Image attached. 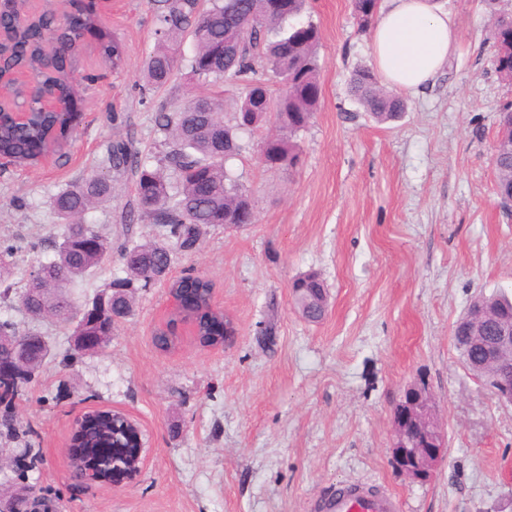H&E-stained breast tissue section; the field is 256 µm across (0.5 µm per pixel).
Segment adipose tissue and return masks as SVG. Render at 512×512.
Masks as SVG:
<instances>
[{
	"mask_svg": "<svg viewBox=\"0 0 512 512\" xmlns=\"http://www.w3.org/2000/svg\"><path fill=\"white\" fill-rule=\"evenodd\" d=\"M454 16L435 0H386L372 29L376 71L403 92L428 85L458 45Z\"/></svg>",
	"mask_w": 512,
	"mask_h": 512,
	"instance_id": "ef3b65f1",
	"label": "adipose tissue"
}]
</instances>
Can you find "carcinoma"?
<instances>
[{"label": "carcinoma", "instance_id": "obj_1", "mask_svg": "<svg viewBox=\"0 0 512 512\" xmlns=\"http://www.w3.org/2000/svg\"><path fill=\"white\" fill-rule=\"evenodd\" d=\"M153 2L156 44L143 70L144 87L158 88L168 82L177 64V42L188 36L193 55L186 66L192 76L209 85L236 79L242 82L244 91L229 123L218 111H197L191 97L172 109L160 108L155 122L164 140L152 157L136 150L130 138L110 145L109 168L118 173L131 172L140 217L163 227L165 237L156 242L129 240L122 245L121 275L103 284L82 308L75 305L71 288L110 256L112 244L104 238L101 252L90 253L73 239L71 228L84 223L90 209L112 196V185L105 174H87L52 198L53 210L64 221L63 232L52 242L53 257L38 262L35 268L42 277L29 276L19 299L26 311L46 310L57 321L72 327L69 347L78 355L87 353L80 347V337L86 331L100 336L99 352L112 342V333L98 327L91 312L103 293L114 288L113 305L131 312L134 288H150L164 279L172 253L193 251L201 227L233 224L243 204L254 203L250 190L226 167L246 148L241 134L273 123L276 135L265 137L257 146L260 163L271 169L296 168L302 161L298 138L310 127L320 106L321 32L312 21L293 22L306 10L309 0H291L286 13L277 7V0ZM352 7L359 32H369L378 11L376 0H352ZM96 23V18L82 12L72 14L68 20L74 35ZM489 40L496 50L497 71L511 73L512 28L490 29ZM100 49L104 57L112 60L113 68L123 65L120 40L114 37L102 43ZM264 69L280 78L278 93L258 78ZM349 90L364 111L380 122L392 121L406 109L404 99L386 89L372 67L355 70L349 79ZM47 121L46 117H38L25 131L24 137L32 147L45 146ZM496 144V191L505 209L512 196V124H499ZM199 178L208 183V192H196ZM172 287L190 288L196 294V306L182 315L194 320L199 341H206L215 318L209 306L212 283L188 277L174 282ZM322 287L324 281L314 271L297 276L291 283L294 304L311 323L322 320V296L317 292ZM484 299L512 317V297L507 293L495 292ZM452 341L465 368L484 382H491L495 369L485 364L484 354L470 340V332L460 319L453 326ZM78 440L81 453L105 473L112 472L115 459L132 443L127 430L116 427L106 414L90 418Z\"/></svg>", "mask_w": 512, "mask_h": 512}]
</instances>
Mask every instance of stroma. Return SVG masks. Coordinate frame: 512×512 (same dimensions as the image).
Wrapping results in <instances>:
<instances>
[{
    "mask_svg": "<svg viewBox=\"0 0 512 512\" xmlns=\"http://www.w3.org/2000/svg\"><path fill=\"white\" fill-rule=\"evenodd\" d=\"M459 26V43L433 85L407 94L398 121L379 124L348 92L352 71L373 62L351 0H312L321 29L320 107L299 142L304 163L268 169L254 145L228 167L254 198L256 221L205 228L170 273H204L232 324L222 347L199 343L170 307L164 283L136 291L131 313L102 352L70 358L67 330L36 321L18 302L29 273L50 258L63 227L51 198L79 175L107 171V149L132 138L142 154L163 135L161 106L208 93L232 118L240 86H203L185 66L140 92L155 48L152 0H112L68 67L82 113L66 154L44 168H0V244L13 296L0 318L48 336L52 355L10 414L28 439L0 435V455L27 450L23 473L0 471L45 497L53 512H315L339 481L394 493L402 512H512V406L469 374L451 331L481 293H512V217L498 206L492 145L498 107L512 83L495 69L482 0H437ZM122 40L113 69L103 40ZM89 73L96 82H86ZM134 198L130 174L113 175L111 199L86 220L115 242L162 239L144 219L118 216ZM320 274L329 308L305 321L291 281ZM271 326L272 340L259 332ZM172 335L170 347L158 333ZM424 381L448 437L434 475L416 482L391 464L393 404ZM110 408L138 425L145 460L123 486L74 476L67 443L74 417Z\"/></svg>",
    "mask_w": 512,
    "mask_h": 512,
    "instance_id": "35a3bbf8",
    "label": "stroma"
}]
</instances>
